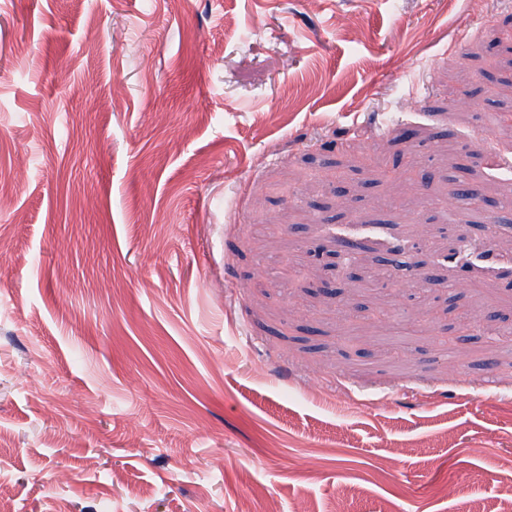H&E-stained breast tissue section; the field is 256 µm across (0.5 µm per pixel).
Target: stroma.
Returning a JSON list of instances; mask_svg holds the SVG:
<instances>
[{"mask_svg": "<svg viewBox=\"0 0 512 512\" xmlns=\"http://www.w3.org/2000/svg\"><path fill=\"white\" fill-rule=\"evenodd\" d=\"M510 33L505 0H0V500L499 512Z\"/></svg>", "mask_w": 512, "mask_h": 512, "instance_id": "1", "label": "stroma"}]
</instances>
